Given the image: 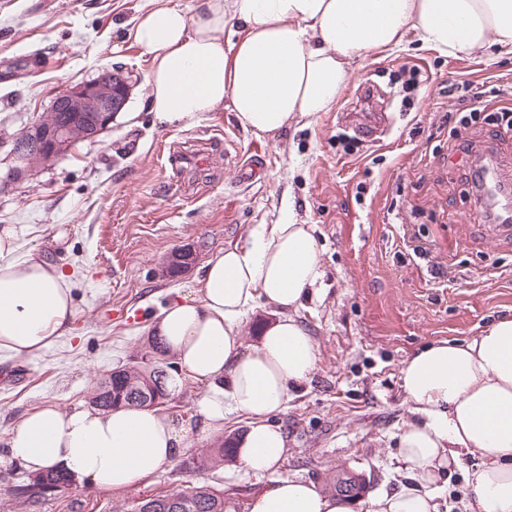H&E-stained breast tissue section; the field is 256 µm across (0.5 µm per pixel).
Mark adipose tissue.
Instances as JSON below:
<instances>
[{
	"mask_svg": "<svg viewBox=\"0 0 512 512\" xmlns=\"http://www.w3.org/2000/svg\"><path fill=\"white\" fill-rule=\"evenodd\" d=\"M444 53L496 47L512 55V0H202L187 10L153 0L130 37L148 62V110L157 127L189 129L230 105L239 125L275 135L296 118L328 111L356 60L403 47L407 35ZM14 225L0 226V352L28 355L70 335V276L37 251L17 254ZM311 225L288 213L253 225L245 245L209 258L196 293L168 304L151 333L174 355L167 388L204 383L196 402L207 435L248 416L236 441L247 474L274 469L287 440L272 419L316 369L315 342L296 311L323 279ZM279 310L244 348L243 317ZM402 387L416 420L399 437L400 459L419 490L371 498L365 512H437L434 490L462 452L479 512H512V316L470 341L440 340L404 360ZM182 433L160 409L109 411L52 405L23 415L8 440L30 472L62 469L82 486L126 491L181 454ZM249 512H351L345 498L281 478Z\"/></svg>",
	"mask_w": 512,
	"mask_h": 512,
	"instance_id": "ef3b65f1",
	"label": "adipose tissue"
}]
</instances>
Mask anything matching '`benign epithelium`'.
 Returning a JSON list of instances; mask_svg holds the SVG:
<instances>
[{
  "mask_svg": "<svg viewBox=\"0 0 512 512\" xmlns=\"http://www.w3.org/2000/svg\"><path fill=\"white\" fill-rule=\"evenodd\" d=\"M129 91L130 84L120 68L105 70L92 80L62 90L53 101L51 111L70 113L72 123L44 128L42 122L37 121L14 137L11 154L17 165L10 170L7 180L19 181L67 154L75 144L70 134L73 123L83 126L84 138L97 139L123 110ZM196 260L195 250L182 248L166 263L179 262L180 271L185 272Z\"/></svg>",
  "mask_w": 512,
  "mask_h": 512,
  "instance_id": "1",
  "label": "benign epithelium"
}]
</instances>
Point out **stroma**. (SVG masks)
I'll return each instance as SVG.
<instances>
[{
    "label": "stroma",
    "instance_id": "obj_1",
    "mask_svg": "<svg viewBox=\"0 0 512 512\" xmlns=\"http://www.w3.org/2000/svg\"><path fill=\"white\" fill-rule=\"evenodd\" d=\"M150 0H0V136L49 112L62 89L115 65L132 74L128 102L111 128L78 143L35 175L0 188V225L22 227L20 253L36 249L71 276V335L26 356L0 354V372L20 365L22 380L0 383V512H126L138 497L208 485L236 512L282 477L323 486L346 470L365 495L415 482L398 457V438L415 417L399 378L404 360L439 340L479 336L512 315V236L497 232L474 174L499 168L512 191V134L454 115L512 108V56L489 49L446 54L408 40L353 66L329 111L270 136L243 130L230 109L189 130L154 127L147 112V63L129 31ZM426 83L407 87L410 68ZM385 95L389 123L370 121L364 84ZM266 148L261 178L240 184L239 163ZM208 156L205 166L190 159ZM293 203L323 251V297L299 310L313 337L316 369L275 422L288 453L263 475L206 461L214 444L201 433L196 400L206 387L185 381L165 411L183 428V454L148 485L115 493L70 486L37 503L14 496L28 472L7 439L29 410L88 404L94 382L130 366L154 317L191 293L201 263L246 244L255 224H277ZM194 248L200 261L177 278L161 269L171 252ZM443 476L438 512H477L467 482L482 462Z\"/></svg>",
    "mask_w": 512,
    "mask_h": 512
}]
</instances>
